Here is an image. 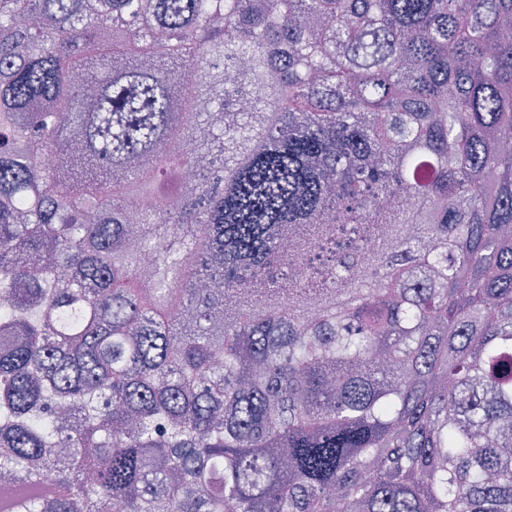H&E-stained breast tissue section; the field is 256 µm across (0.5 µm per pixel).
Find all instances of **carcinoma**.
Returning <instances> with one entry per match:
<instances>
[{"label": "carcinoma", "mask_w": 512, "mask_h": 512, "mask_svg": "<svg viewBox=\"0 0 512 512\" xmlns=\"http://www.w3.org/2000/svg\"><path fill=\"white\" fill-rule=\"evenodd\" d=\"M0 512H512V0H0Z\"/></svg>", "instance_id": "1"}]
</instances>
